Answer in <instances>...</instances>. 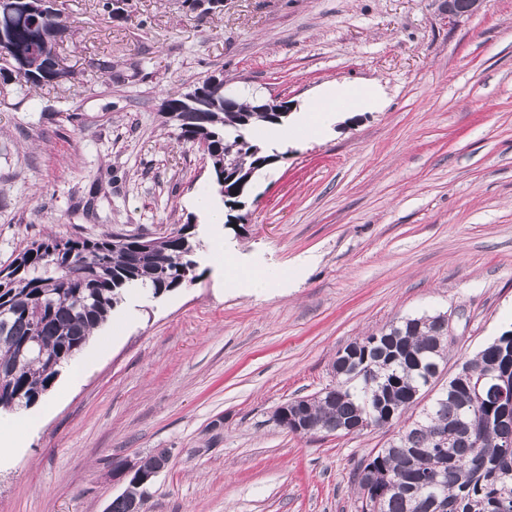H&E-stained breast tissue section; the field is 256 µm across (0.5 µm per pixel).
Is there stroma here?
I'll list each match as a JSON object with an SVG mask.
<instances>
[{"mask_svg": "<svg viewBox=\"0 0 512 512\" xmlns=\"http://www.w3.org/2000/svg\"><path fill=\"white\" fill-rule=\"evenodd\" d=\"M71 82L0 72V268L53 233L157 237L193 223L200 279L127 290L27 408L0 459V512H107L117 462L171 461L147 512H359L352 473L391 429L298 436L273 412L334 381L338 350L396 317L448 312L444 377L512 328V0L454 21L442 0H62ZM210 75L299 108L329 84L381 89L329 137L253 178L244 231L202 225L208 166L159 113ZM284 271L223 287L214 237Z\"/></svg>", "mask_w": 512, "mask_h": 512, "instance_id": "obj_1", "label": "stroma"}]
</instances>
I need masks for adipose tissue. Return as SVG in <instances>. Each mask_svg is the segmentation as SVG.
I'll return each mask as SVG.
<instances>
[{
  "mask_svg": "<svg viewBox=\"0 0 512 512\" xmlns=\"http://www.w3.org/2000/svg\"><path fill=\"white\" fill-rule=\"evenodd\" d=\"M379 104L380 94L375 87L330 85L322 89L308 105L292 112L287 126L264 127L257 131L256 136L269 147L285 150L301 140L321 139L342 113L369 110ZM214 261L223 270L226 283L244 282L259 294L275 287L282 277L278 271L241 267L236 252L230 248H219Z\"/></svg>",
  "mask_w": 512,
  "mask_h": 512,
  "instance_id": "obj_1",
  "label": "adipose tissue"
}]
</instances>
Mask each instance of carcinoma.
I'll list each match as a JSON object with an SVG mask.
<instances>
[{"instance_id":"cac0c4a2","label":"carcinoma","mask_w":512,"mask_h":512,"mask_svg":"<svg viewBox=\"0 0 512 512\" xmlns=\"http://www.w3.org/2000/svg\"><path fill=\"white\" fill-rule=\"evenodd\" d=\"M34 4L13 0V10L0 13V64L35 88L69 82L74 73L57 53L71 29L69 18L59 9L44 15ZM265 104L244 100L225 110L219 76L169 100L167 122L181 140L203 147L228 224L242 207L244 181L273 161L246 133L288 116ZM193 228L182 224L147 246L138 235L49 234L1 268L0 408L42 398L126 289L149 286L160 294L193 285L199 279ZM361 343L366 349L350 364L333 360L336 384L295 399L304 418L328 434L347 436L361 419L380 428L397 424L438 380L432 369L448 359V316H402ZM493 380L512 382V329L465 360L419 419L361 461L354 473L361 512H512V414L479 397ZM445 432L448 444L442 448ZM169 453L160 448L143 457L108 512H146L152 474Z\"/></svg>"}]
</instances>
